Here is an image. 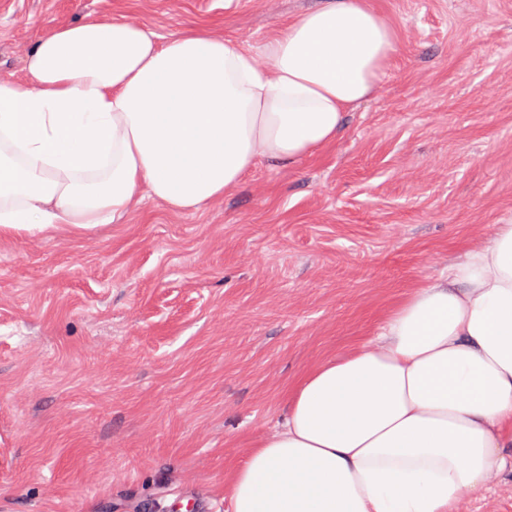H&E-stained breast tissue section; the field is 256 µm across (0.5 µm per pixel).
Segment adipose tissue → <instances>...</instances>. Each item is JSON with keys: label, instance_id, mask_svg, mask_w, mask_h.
Here are the masks:
<instances>
[{"label": "adipose tissue", "instance_id": "1", "mask_svg": "<svg viewBox=\"0 0 512 512\" xmlns=\"http://www.w3.org/2000/svg\"><path fill=\"white\" fill-rule=\"evenodd\" d=\"M399 36L368 0H323L260 53L194 26L55 27L0 77V233L87 228L139 193L176 213L258 163L335 143ZM512 447V222L406 296L374 341L309 372L230 475L232 512H456Z\"/></svg>", "mask_w": 512, "mask_h": 512}]
</instances>
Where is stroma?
<instances>
[{"instance_id": "stroma-1", "label": "stroma", "mask_w": 512, "mask_h": 512, "mask_svg": "<svg viewBox=\"0 0 512 512\" xmlns=\"http://www.w3.org/2000/svg\"><path fill=\"white\" fill-rule=\"evenodd\" d=\"M319 3L0 0V75L90 18L257 53ZM371 4L400 45L336 143L197 212L0 235V512H180L200 485L226 510L305 375L512 221V0ZM505 454L458 512H512Z\"/></svg>"}]
</instances>
